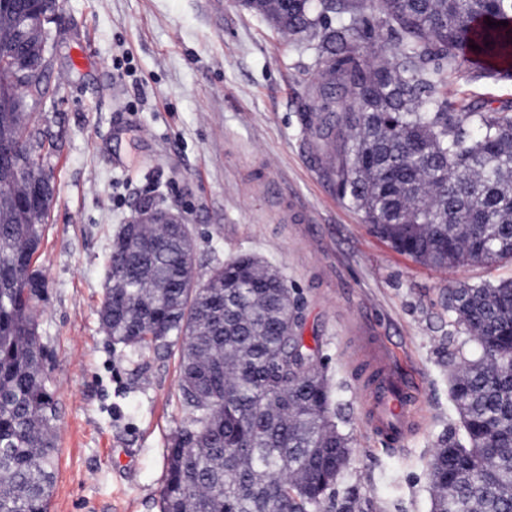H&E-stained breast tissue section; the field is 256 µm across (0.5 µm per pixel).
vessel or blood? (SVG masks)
<instances>
[{"mask_svg": "<svg viewBox=\"0 0 512 512\" xmlns=\"http://www.w3.org/2000/svg\"><path fill=\"white\" fill-rule=\"evenodd\" d=\"M362 340L367 346L375 376L368 385L367 421L371 430L389 444H400L411 431L418 391L398 370L395 354L384 342L368 332L363 334Z\"/></svg>", "mask_w": 512, "mask_h": 512, "instance_id": "b4317fda", "label": "vessel or blood"}]
</instances>
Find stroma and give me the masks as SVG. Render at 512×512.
Here are the masks:
<instances>
[{
	"label": "stroma",
	"instance_id": "1",
	"mask_svg": "<svg viewBox=\"0 0 512 512\" xmlns=\"http://www.w3.org/2000/svg\"><path fill=\"white\" fill-rule=\"evenodd\" d=\"M51 31L57 96L36 119L57 138L55 196L33 262L59 407L49 512H159L185 420L179 351L114 345L99 318L114 231L151 197L184 215L199 272L251 254L283 275L352 441L339 495L356 494L364 512H430L433 450L441 435H462L448 378L477 350L449 292L511 277L512 264L424 266L373 236L304 134L315 50L239 0H61ZM82 44L93 62L79 70ZM448 103L512 112V77L462 64ZM363 325L418 386V423L400 450L365 423L354 375Z\"/></svg>",
	"mask_w": 512,
	"mask_h": 512
}]
</instances>
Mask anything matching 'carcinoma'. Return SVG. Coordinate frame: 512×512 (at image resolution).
Here are the masks:
<instances>
[{
  "instance_id": "carcinoma-1",
  "label": "carcinoma",
  "mask_w": 512,
  "mask_h": 512,
  "mask_svg": "<svg viewBox=\"0 0 512 512\" xmlns=\"http://www.w3.org/2000/svg\"><path fill=\"white\" fill-rule=\"evenodd\" d=\"M244 6L317 51L322 101L306 130L332 148L337 192L373 236L436 268L512 261V113L450 112L446 95L463 62L489 78L512 70L491 64L512 60V0ZM58 7L0 0V512H49L55 482L59 414L34 304L45 282L32 268L55 194L54 142L20 104L51 90L20 87L10 71L30 53L40 59L24 26L49 25ZM383 29L397 41L380 60ZM22 169L40 177L39 207ZM108 272L100 318L113 344L136 352L183 339L186 419L168 449L160 512H358L354 496L336 499L351 454L342 407L301 337L286 333L296 315L279 271L240 255L201 275L192 238L120 224ZM448 311L480 353L450 381L463 439L444 436L434 450L431 512H512V279L461 284Z\"/></svg>"
}]
</instances>
